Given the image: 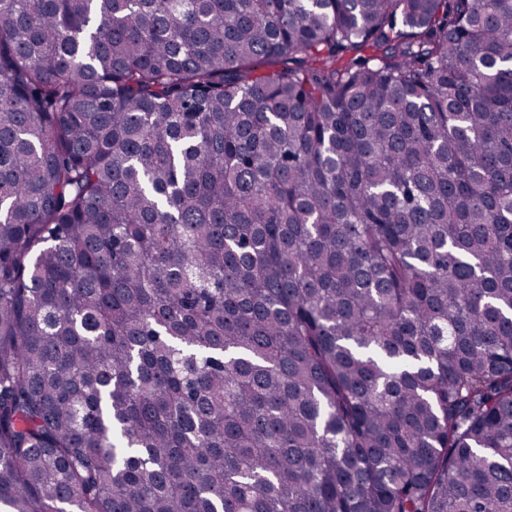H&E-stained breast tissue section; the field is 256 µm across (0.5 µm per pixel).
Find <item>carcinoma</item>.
Instances as JSON below:
<instances>
[{
    "label": "carcinoma",
    "mask_w": 512,
    "mask_h": 512,
    "mask_svg": "<svg viewBox=\"0 0 512 512\" xmlns=\"http://www.w3.org/2000/svg\"><path fill=\"white\" fill-rule=\"evenodd\" d=\"M0 507L512 512V0H0Z\"/></svg>",
    "instance_id": "cac0c4a2"
}]
</instances>
